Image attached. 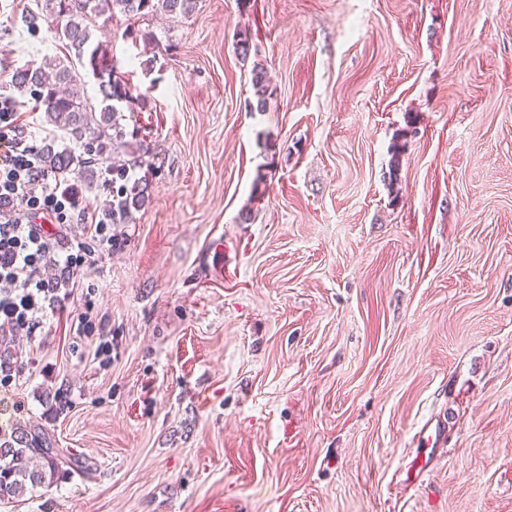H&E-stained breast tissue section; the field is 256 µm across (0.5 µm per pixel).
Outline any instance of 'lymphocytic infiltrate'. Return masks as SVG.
I'll list each match as a JSON object with an SVG mask.
<instances>
[{"instance_id": "obj_1", "label": "lymphocytic infiltrate", "mask_w": 512, "mask_h": 512, "mask_svg": "<svg viewBox=\"0 0 512 512\" xmlns=\"http://www.w3.org/2000/svg\"><path fill=\"white\" fill-rule=\"evenodd\" d=\"M0 335L29 336L39 323L51 290L42 273L54 251H62L63 279L92 268L95 253L84 241L61 245L44 230L86 220L87 208L69 177L48 170L36 146L21 136L17 100L0 94ZM87 238L105 246L112 242L107 218L86 220Z\"/></svg>"}]
</instances>
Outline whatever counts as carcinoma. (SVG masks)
<instances>
[{
	"mask_svg": "<svg viewBox=\"0 0 512 512\" xmlns=\"http://www.w3.org/2000/svg\"><path fill=\"white\" fill-rule=\"evenodd\" d=\"M41 12L61 22L59 38L65 41L68 55L58 60L48 73L41 66L26 65L12 72V81L33 90L43 106L47 121L69 131L73 139L83 144L85 157L74 160L67 150L46 149L49 166L58 171L79 163L88 183L93 184L105 171L98 167L97 157L107 145L122 148L129 155L128 163L112 167V223L127 224L133 212L149 201V183L136 179L133 171L144 165L145 151L137 140V133H128L122 124L124 109L146 105V98L134 95L128 76L118 70L109 42L94 38L97 20L105 16L112 20L121 15L129 21L127 34L134 41L158 42L150 31L135 27L158 13L170 17H187L195 9L196 0H40ZM92 76L101 96L99 105L73 90L82 83L83 75ZM256 106L264 111L273 94L264 71H252ZM406 147L403 133H398L392 146V160L388 179L399 181L401 157ZM81 467V461L57 448L49 446L41 428L22 432L14 441H0V503L10 504L26 492L47 488L54 483L60 466Z\"/></svg>",
	"mask_w": 512,
	"mask_h": 512,
	"instance_id": "1",
	"label": "carcinoma"
}]
</instances>
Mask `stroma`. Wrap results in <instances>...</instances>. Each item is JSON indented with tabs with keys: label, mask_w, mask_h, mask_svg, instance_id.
<instances>
[{
	"label": "stroma",
	"mask_w": 512,
	"mask_h": 512,
	"mask_svg": "<svg viewBox=\"0 0 512 512\" xmlns=\"http://www.w3.org/2000/svg\"><path fill=\"white\" fill-rule=\"evenodd\" d=\"M35 8L0 0V93L60 151L11 82L65 53ZM126 26L104 35L148 99L124 124L150 200L0 343V427L85 469L0 512H512V0H197L143 21L156 47Z\"/></svg>",
	"instance_id": "obj_1"
}]
</instances>
